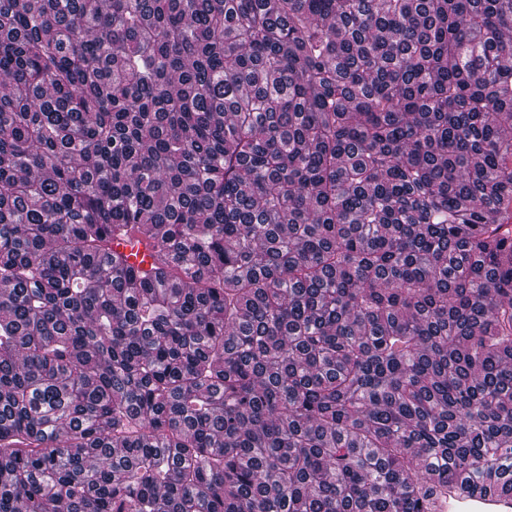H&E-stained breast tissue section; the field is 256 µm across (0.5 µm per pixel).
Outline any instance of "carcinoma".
I'll list each match as a JSON object with an SVG mask.
<instances>
[{"label":"carcinoma","mask_w":512,"mask_h":512,"mask_svg":"<svg viewBox=\"0 0 512 512\" xmlns=\"http://www.w3.org/2000/svg\"><path fill=\"white\" fill-rule=\"evenodd\" d=\"M450 492L512 498V0H0V512ZM127 242L114 243L113 250L118 254L127 256V264L132 266L135 271L146 270L150 267L151 263L154 262V258L150 257L148 252L143 246L134 245ZM143 260V262H142Z\"/></svg>","instance_id":"carcinoma-1"}]
</instances>
